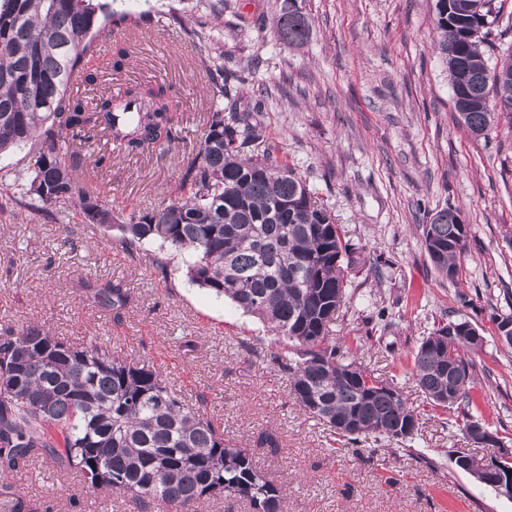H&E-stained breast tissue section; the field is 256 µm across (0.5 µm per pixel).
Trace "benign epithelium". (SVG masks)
<instances>
[{"label":"benign epithelium","mask_w":512,"mask_h":512,"mask_svg":"<svg viewBox=\"0 0 512 512\" xmlns=\"http://www.w3.org/2000/svg\"><path fill=\"white\" fill-rule=\"evenodd\" d=\"M465 433L472 442L491 446L495 451L479 457L460 450L454 454L455 464L477 481L493 487L498 494L512 499V448L501 446L479 425L471 426Z\"/></svg>","instance_id":"obj_1"}]
</instances>
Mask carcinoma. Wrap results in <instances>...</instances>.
I'll return each mask as SVG.
<instances>
[{"label":"carcinoma","instance_id":"1","mask_svg":"<svg viewBox=\"0 0 512 512\" xmlns=\"http://www.w3.org/2000/svg\"><path fill=\"white\" fill-rule=\"evenodd\" d=\"M491 3L434 0L435 47L458 122L476 138L502 120L512 123V110L496 108L499 90H512V52L500 65L488 64ZM156 24L146 13L114 16L94 0H0V154L28 143L38 153L29 174L0 175L6 203L58 223L62 206L75 203L86 223L118 231L125 251L145 257L164 281L167 251L188 252V283L230 300L282 341L270 361L288 376L302 409L351 443L370 435L412 440L419 418L403 394L329 336L346 296L350 244L330 208L268 143L255 113L239 111L242 76L226 69L224 54H212L203 27L192 36L211 108L176 196L150 211H115L77 177L88 157L107 167L114 152L137 155L176 139L177 104L163 84L130 85L92 106L80 92L97 80L88 63L100 53L103 32ZM273 28L302 46L312 21L280 0ZM101 135L110 149L86 156L71 150L76 142L95 146ZM467 234L451 207L423 229L432 266L450 281ZM148 243L158 250L144 252ZM82 287L116 319L130 305L119 282L87 280ZM452 326L422 341L411 369L444 409L470 401L466 354L479 347L450 333ZM33 459L78 473L90 488L123 492L142 512H192L197 502L224 495L247 500L253 512L283 509V485L257 469L248 449L226 447L202 407L184 404L159 371L125 361L104 342L77 346L29 324L0 332V474Z\"/></svg>","mask_w":512,"mask_h":512}]
</instances>
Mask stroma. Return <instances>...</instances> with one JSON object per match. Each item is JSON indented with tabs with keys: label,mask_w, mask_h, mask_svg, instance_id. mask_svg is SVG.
<instances>
[{
	"label": "stroma",
	"mask_w": 512,
	"mask_h": 512,
	"mask_svg": "<svg viewBox=\"0 0 512 512\" xmlns=\"http://www.w3.org/2000/svg\"><path fill=\"white\" fill-rule=\"evenodd\" d=\"M150 12L157 26L119 41L134 59L115 71L111 48L94 57L88 99L134 83L179 96L178 140L119 156L110 168L81 166L116 210H147L175 194L184 160L198 152L209 103L185 32L202 23L227 68L257 57L239 85L242 109L264 98L258 119L269 140L305 177L356 247L345 304L331 335L374 376L395 384L419 418L411 444L340 440L295 404L286 376L270 365L275 338L230 301L187 284L183 256L168 280L128 257L116 237L66 205L64 224L0 210V329L38 324L72 344L107 341L128 361L150 364L185 403L205 412L226 445L247 448L257 467L288 485L284 512H512L459 469L469 441L452 411L432 407L409 376L412 354L439 326L468 321L483 338L473 351L468 410L512 448V345L498 337L512 314V124L487 137L459 126L445 66L434 48L433 0H298L313 21L310 42L288 45L271 22L276 0H106ZM264 23L256 31L255 23ZM468 226L459 275L433 268L423 227L443 207ZM119 280L133 298L121 320L82 289ZM274 433L278 447L258 438ZM0 512H140L125 495L87 488L78 474L40 461L0 479Z\"/></svg>",
	"instance_id": "35a3bbf8"
}]
</instances>
